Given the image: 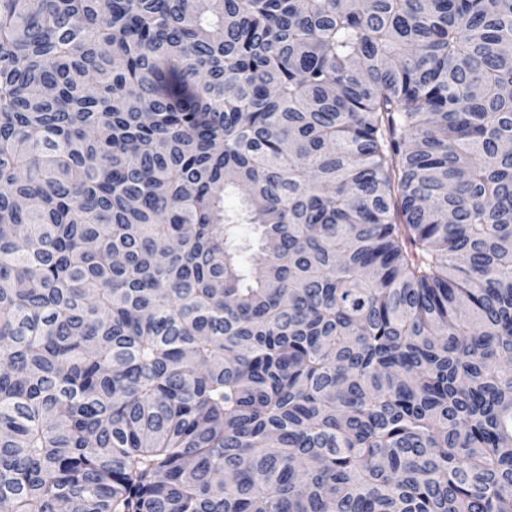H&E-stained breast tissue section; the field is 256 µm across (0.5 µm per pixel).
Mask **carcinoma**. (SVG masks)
<instances>
[{"label": "carcinoma", "mask_w": 512, "mask_h": 512, "mask_svg": "<svg viewBox=\"0 0 512 512\" xmlns=\"http://www.w3.org/2000/svg\"><path fill=\"white\" fill-rule=\"evenodd\" d=\"M0 512H512V0H0Z\"/></svg>", "instance_id": "cac0c4a2"}]
</instances>
